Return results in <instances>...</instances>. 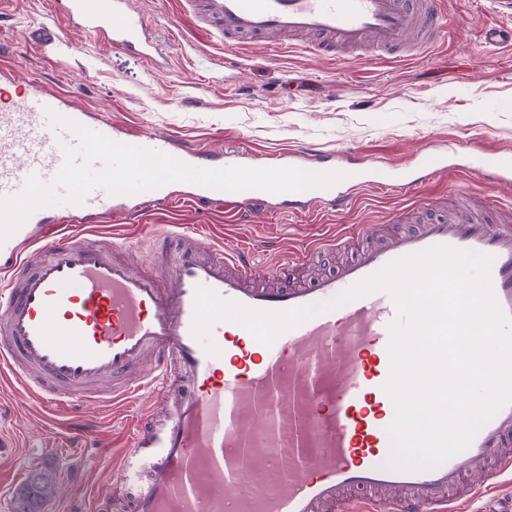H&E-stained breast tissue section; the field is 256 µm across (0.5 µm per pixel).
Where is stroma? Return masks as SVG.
I'll list each match as a JSON object with an SVG mask.
<instances>
[{
    "mask_svg": "<svg viewBox=\"0 0 512 512\" xmlns=\"http://www.w3.org/2000/svg\"><path fill=\"white\" fill-rule=\"evenodd\" d=\"M134 5L167 55L162 69L73 28L62 32L54 50L43 51L33 35L56 26L51 0H0V54L17 58L23 74L39 78L48 91L185 149L240 151L255 168H274L282 157L312 150L333 158L348 150L376 166V180L393 178L398 165L419 179L408 195L369 187L341 211L255 213L236 224L225 222L223 203L195 202L179 216L182 231L205 233L215 244L239 242L250 247L257 268L270 271L289 250L356 224L408 230L427 219L436 200L466 220L474 216L471 198H512V188L467 178L459 169L424 176L452 141L488 160L512 150V44L493 47L480 35L485 26L512 25L499 0H442L447 40L413 58L385 59L365 49L351 61L302 47L258 45L235 53L198 23L191 0ZM164 222L158 212L147 224L117 213L94 233L101 242L123 245L143 265L152 258L148 241ZM156 399L147 391L127 414L99 408L83 417L100 440L120 445L128 416ZM68 418L66 410H45L0 383V512H10L15 489L33 470L51 474L61 487L52 512H90L94 499L117 490L111 467L91 449L75 443L50 453L39 448L41 435L64 437Z\"/></svg>",
    "mask_w": 512,
    "mask_h": 512,
    "instance_id": "stroma-1",
    "label": "stroma"
}]
</instances>
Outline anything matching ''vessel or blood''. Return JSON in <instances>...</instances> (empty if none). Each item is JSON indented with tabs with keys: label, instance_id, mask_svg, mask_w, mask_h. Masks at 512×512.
<instances>
[{
	"label": "vessel or blood",
	"instance_id": "1",
	"mask_svg": "<svg viewBox=\"0 0 512 512\" xmlns=\"http://www.w3.org/2000/svg\"><path fill=\"white\" fill-rule=\"evenodd\" d=\"M61 25L157 63L162 52L132 0H53ZM198 18L227 46L268 35L314 37L313 51L376 48L398 56L445 39L440 0H203ZM0 196L19 194L30 175L51 182L74 134L53 127L49 113L110 140L210 167L203 151H176L172 139L134 136L69 95L50 94L21 66L0 60ZM466 173L512 186V153ZM367 182L357 172L328 188L269 193L188 184L132 195L91 191L64 215L39 209L6 241L0 260V377L48 407L125 409L146 390L176 392L173 411L151 431L135 427L124 448L97 444L92 424L76 419L73 439L91 445L116 481L130 488V512H461L458 492L477 480L512 477V403L476 434L470 446L429 469L389 464L394 404L388 326L392 298L376 292L322 312L281 334L272 346L243 326L216 322L219 355L192 334L197 287L259 310L282 311L324 302L389 262L443 245L491 257L495 298L512 315V224L452 221L439 216L363 248L334 271L308 283L265 287L248 250L216 251L182 235L159 272H137L116 248L84 228L112 213L138 223L181 201L220 200L237 216L342 210Z\"/></svg>",
	"mask_w": 512,
	"mask_h": 512
}]
</instances>
